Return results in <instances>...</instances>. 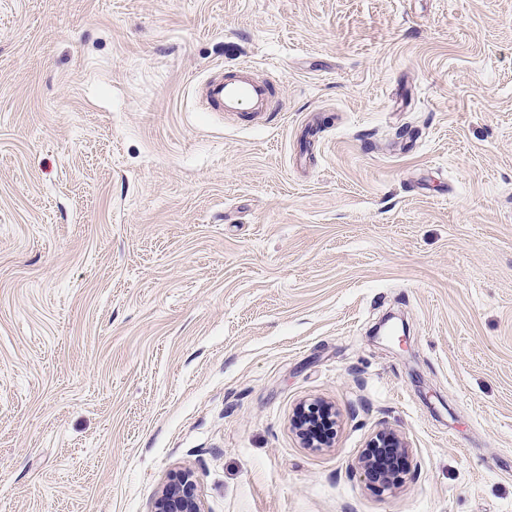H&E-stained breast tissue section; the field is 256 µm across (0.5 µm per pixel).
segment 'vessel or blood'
<instances>
[{"label":"vessel or blood","mask_w":512,"mask_h":512,"mask_svg":"<svg viewBox=\"0 0 512 512\" xmlns=\"http://www.w3.org/2000/svg\"><path fill=\"white\" fill-rule=\"evenodd\" d=\"M272 84L269 78L256 79L252 66L242 63L229 72L209 78L204 85L205 100L215 112H274L278 103L272 98Z\"/></svg>","instance_id":"obj_1"}]
</instances>
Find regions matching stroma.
<instances>
[{
	"instance_id": "obj_1",
	"label": "stroma",
	"mask_w": 512,
	"mask_h": 512,
	"mask_svg": "<svg viewBox=\"0 0 512 512\" xmlns=\"http://www.w3.org/2000/svg\"><path fill=\"white\" fill-rule=\"evenodd\" d=\"M243 61L266 121L200 106ZM183 469L204 512H512V0H0V512ZM382 332V336H373L374 338L381 339L382 341H387L393 336H401L406 339L407 335V326L404 319L394 315L387 314L379 323V325L375 328V335H380ZM296 416L295 425L297 432L308 448H323L330 446L331 440L329 441V439L333 434L332 430L328 436H318L317 438H310L307 433L309 428H315L313 422L321 424V422L324 421L326 424L331 425L332 429L334 428L335 418L330 407L319 402H311L308 405L304 404L301 406ZM331 426H322L319 428V432L321 434H326Z\"/></svg>"
}]
</instances>
